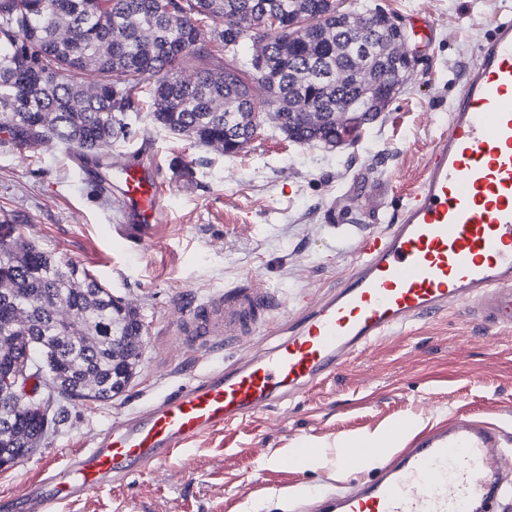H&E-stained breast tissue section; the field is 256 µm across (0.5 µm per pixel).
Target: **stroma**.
I'll list each match as a JSON object with an SVG mask.
<instances>
[{"label":"stroma","mask_w":512,"mask_h":512,"mask_svg":"<svg viewBox=\"0 0 512 512\" xmlns=\"http://www.w3.org/2000/svg\"><path fill=\"white\" fill-rule=\"evenodd\" d=\"M409 34L415 67L384 112L353 145L292 142L272 125L227 156L156 127L133 125L119 159L139 147L158 156L165 216L150 239L121 236L123 213L108 207L96 170L53 144L25 150L0 131V217L25 238L79 265L136 306L144 346L126 390L108 403L75 401L41 448L0 470V502L37 478L45 461L64 464L114 420L189 378L235 363L270 344L265 332L210 350L174 344L184 309L210 293L252 285L274 313L332 289L352 268L361 237L386 228L421 173L464 66L512 0H372ZM493 423L512 440V329L457 306L413 322L350 357L328 379L238 425L215 431L124 483L90 491L59 512H311L317 495L374 474L351 462L336 475L338 442L397 424L421 429L452 416ZM310 444L323 463L292 470L277 458Z\"/></svg>","instance_id":"1"}]
</instances>
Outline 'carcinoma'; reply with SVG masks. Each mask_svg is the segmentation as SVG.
I'll use <instances>...</instances> for the list:
<instances>
[{
	"label": "carcinoma",
	"instance_id": "cac0c4a2",
	"mask_svg": "<svg viewBox=\"0 0 512 512\" xmlns=\"http://www.w3.org/2000/svg\"><path fill=\"white\" fill-rule=\"evenodd\" d=\"M384 14L376 5L346 12L336 0H0V130L20 148L52 141L108 154L130 140L147 90L154 125L228 156L266 121L297 144L339 147L336 110L365 93L359 67H369L377 87L387 85L377 55L355 46L357 31L372 40L385 29ZM209 18L223 23L216 37L224 62L199 40ZM272 21L281 32L263 58L242 54L241 42L268 38ZM186 63L194 65L189 80L181 76ZM258 88L276 99L275 111H262ZM2 228L9 240L0 239V334L16 343L0 371L46 357L57 430L67 402L108 401L130 384L145 324L89 271L76 277L75 265L40 250L17 225ZM14 298L29 306L22 327L13 324ZM54 299L77 310L66 332L56 328ZM42 431L37 412L0 399V457H25Z\"/></svg>",
	"mask_w": 512,
	"mask_h": 512
}]
</instances>
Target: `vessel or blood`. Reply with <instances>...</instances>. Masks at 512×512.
I'll list each match as a JSON object with an SVG mask.
<instances>
[{
  "instance_id": "vessel-or-blood-1",
  "label": "vessel or blood",
  "mask_w": 512,
  "mask_h": 512,
  "mask_svg": "<svg viewBox=\"0 0 512 512\" xmlns=\"http://www.w3.org/2000/svg\"><path fill=\"white\" fill-rule=\"evenodd\" d=\"M125 215L121 234L147 237L164 221V186L154 161L104 165ZM355 266L336 290L304 303L284 337L246 361L193 376L113 422L65 466L46 463L16 498L23 512L125 482L189 442L242 422L318 385L347 357L384 336L461 305L486 323L512 327V15L499 18L463 73L447 123L388 228L359 239ZM253 287L217 291L185 311L182 345L207 347L267 325ZM378 462L372 477L324 496L315 512H498L512 450L487 422L458 417L402 448L352 444L349 461Z\"/></svg>"
}]
</instances>
